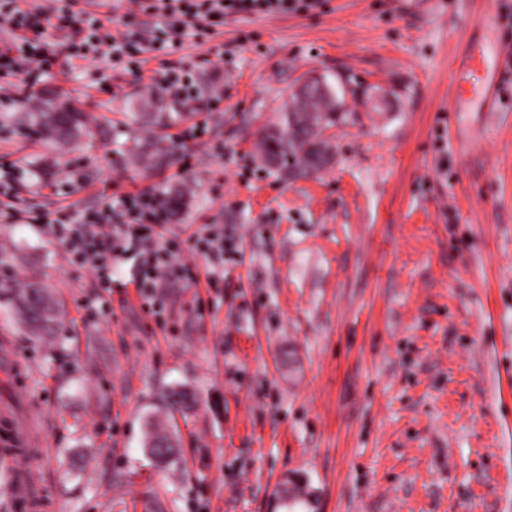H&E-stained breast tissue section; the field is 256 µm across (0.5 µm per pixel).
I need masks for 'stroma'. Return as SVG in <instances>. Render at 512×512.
Returning <instances> with one entry per match:
<instances>
[{"label":"stroma","mask_w":512,"mask_h":512,"mask_svg":"<svg viewBox=\"0 0 512 512\" xmlns=\"http://www.w3.org/2000/svg\"><path fill=\"white\" fill-rule=\"evenodd\" d=\"M489 31L512 50V0L225 19L177 53L220 101L160 166L123 150L178 131L130 122L134 75L66 57L0 75V113L22 84L55 87L99 127L52 153L0 126V202L52 214L177 188L171 234L213 225L237 244L214 286L150 305L129 285L137 251L111 290L0 213V290L41 282L59 312L34 337L0 299V512H512V58L493 119L452 109L467 42ZM311 70L349 107L331 165L291 181L258 166L260 129ZM151 419L178 441L165 470Z\"/></svg>","instance_id":"stroma-1"}]
</instances>
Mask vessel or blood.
Returning <instances> with one entry per match:
<instances>
[{
  "instance_id": "1",
  "label": "vessel or blood",
  "mask_w": 512,
  "mask_h": 512,
  "mask_svg": "<svg viewBox=\"0 0 512 512\" xmlns=\"http://www.w3.org/2000/svg\"><path fill=\"white\" fill-rule=\"evenodd\" d=\"M505 48L491 38L471 39L455 79V108L479 103L493 109L499 87V69Z\"/></svg>"
}]
</instances>
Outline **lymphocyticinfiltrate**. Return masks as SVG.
I'll use <instances>...</instances> for the list:
<instances>
[{"label": "lymphocytic infiltrate", "mask_w": 512, "mask_h": 512, "mask_svg": "<svg viewBox=\"0 0 512 512\" xmlns=\"http://www.w3.org/2000/svg\"><path fill=\"white\" fill-rule=\"evenodd\" d=\"M317 0H128V18L156 17L152 29L112 33L89 12L77 13L69 0H52L49 7L24 9L19 0H0V25L14 34L12 42L0 46V71L26 68L47 70L56 61L57 50L41 34L49 20L71 30L67 53L75 59L106 64H124L140 73L147 58L163 63L151 77V84L167 90L175 105L187 112L199 110L195 71L175 65L169 56L180 48L185 32H192L199 44L211 41L217 24L229 17L277 16L309 10ZM166 206L157 194L130 193L109 202L102 210L69 224H47L44 214H27L31 224L47 225L49 232L64 238L80 265L95 270L121 260L129 250L138 249L143 260L137 285L144 290L162 291L169 284L194 279L191 265L177 255L174 239H161L158 229L165 224ZM118 223L116 232L107 224Z\"/></svg>", "instance_id": "1"}]
</instances>
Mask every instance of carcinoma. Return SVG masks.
I'll list each match as a JSON object with an SVG mask.
<instances>
[{
    "instance_id": "cac0c4a2",
    "label": "carcinoma",
    "mask_w": 512,
    "mask_h": 512,
    "mask_svg": "<svg viewBox=\"0 0 512 512\" xmlns=\"http://www.w3.org/2000/svg\"><path fill=\"white\" fill-rule=\"evenodd\" d=\"M39 106L29 99L18 100L16 112L0 115V124H17L51 145H68L92 135L94 119L71 101L46 91L37 97ZM281 118L274 132L264 131L260 137L259 155L279 161L281 172L298 170L302 173L312 167V156H327L331 143L321 137L322 131L332 128L339 120L332 102L318 91L306 88L300 94H291L281 108ZM9 304L20 312L24 325L34 335H49L56 322V310L44 287L32 283L8 297ZM149 454L161 465L175 456L170 438L157 432H148L146 442Z\"/></svg>"
}]
</instances>
